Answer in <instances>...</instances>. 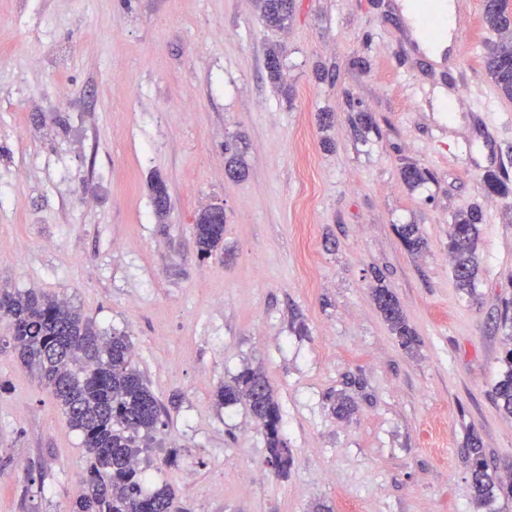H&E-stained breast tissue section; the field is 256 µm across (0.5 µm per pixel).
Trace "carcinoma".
Instances as JSON below:
<instances>
[{
	"label": "carcinoma",
	"instance_id": "obj_1",
	"mask_svg": "<svg viewBox=\"0 0 512 512\" xmlns=\"http://www.w3.org/2000/svg\"><path fill=\"white\" fill-rule=\"evenodd\" d=\"M265 26L280 29L292 12V0H259ZM486 29L499 40L484 57V68L493 85L512 99V9L507 0H498L482 11ZM270 80H281L282 53L274 48L266 54ZM405 184L416 187L430 179L429 173L414 164L401 170ZM487 192H512L506 173L484 178ZM479 211L471 209L455 218L448 235V252L453 258V276L461 290L471 294L479 273L477 247ZM409 252H420L427 240L415 224L397 228ZM197 257L210 258L223 250L224 225L207 223L201 211L194 224ZM373 300L401 347L418 345L396 295L383 285L373 289ZM0 320L9 336L0 340L3 348L18 353L57 401L70 426L80 434L82 448L90 460L82 494L71 512H175V493L163 484L146 494L147 474L138 466V457L157 432L165 407L149 388L145 375L133 360L132 342L124 333L110 335L65 300L35 288L0 290ZM503 375L496 382L493 398L504 413L512 415V348L505 352ZM219 405L245 404L266 438L268 463L277 474L292 465L287 443L282 437L279 403L263 374L245 368L215 393ZM474 500L489 504L495 492L512 495V480L495 483L488 473L483 450L469 448Z\"/></svg>",
	"mask_w": 512,
	"mask_h": 512
}]
</instances>
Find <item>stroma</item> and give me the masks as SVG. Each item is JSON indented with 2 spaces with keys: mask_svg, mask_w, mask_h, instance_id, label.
<instances>
[{
  "mask_svg": "<svg viewBox=\"0 0 512 512\" xmlns=\"http://www.w3.org/2000/svg\"><path fill=\"white\" fill-rule=\"evenodd\" d=\"M395 4L293 0L274 31L257 0H0V289L129 336L170 411L140 465L187 512H512L511 497L474 502L468 457L478 439L490 474L512 477V417L493 398L512 347V194L483 183L512 174V100L484 74L481 0L454 71L424 59ZM361 112L378 131L356 132ZM408 163L433 181L409 188ZM214 204L224 251L201 261L194 221ZM474 208L470 295L448 231ZM400 224L427 250L409 253ZM246 367L276 393L286 475L247 409L214 401ZM86 469L50 392L0 350V512H70ZM398 236L409 252H420L427 247V240L419 231L415 224H402L397 228ZM372 296L377 309L401 347L411 350L418 345L415 332L409 326L396 295L389 288L380 284L373 288Z\"/></svg>",
  "mask_w": 512,
  "mask_h": 512,
  "instance_id": "35a3bbf8",
  "label": "stroma"
}]
</instances>
